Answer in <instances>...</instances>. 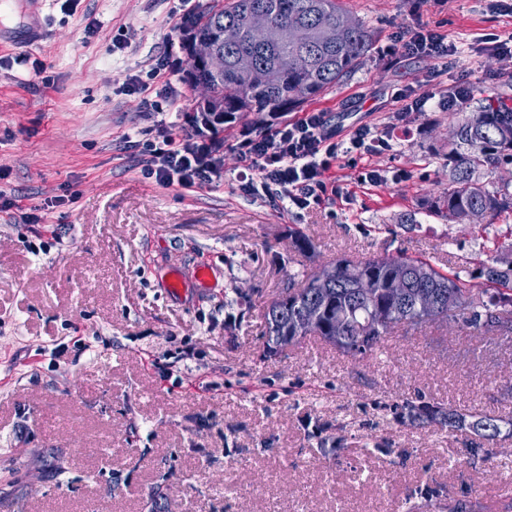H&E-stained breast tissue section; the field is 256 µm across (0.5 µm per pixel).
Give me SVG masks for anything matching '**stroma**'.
Here are the masks:
<instances>
[{
	"instance_id": "1",
	"label": "stroma",
	"mask_w": 512,
	"mask_h": 512,
	"mask_svg": "<svg viewBox=\"0 0 512 512\" xmlns=\"http://www.w3.org/2000/svg\"><path fill=\"white\" fill-rule=\"evenodd\" d=\"M206 2L46 0V35L26 48L8 38L25 0L0 20V191L45 217L0 211V512H500L512 434L418 426L395 406L419 395L512 419V345L441 323L397 328L367 355L315 336L271 352L264 312L290 276L343 255L402 250L452 273L512 231V208L488 227L434 209L449 121L512 104V71L483 79L497 69L484 36L512 34V0H338L372 48L303 108L344 134L371 126L393 148L338 159L336 192L288 211L240 178L237 144L268 113L220 132L217 186L164 187L138 168L141 144L192 128L181 25ZM420 27L458 49L437 79L473 85L458 110L438 95L398 112V91L436 63L380 51ZM160 58L157 88L178 91L164 112L126 89ZM366 167L390 177L362 182ZM70 193L76 203L58 204ZM296 230L313 257L290 250ZM201 264L207 283L191 279L180 298L163 288L168 270L191 278Z\"/></svg>"
}]
</instances>
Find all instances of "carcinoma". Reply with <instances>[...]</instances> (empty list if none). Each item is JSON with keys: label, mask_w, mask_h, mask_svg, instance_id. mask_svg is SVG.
I'll return each mask as SVG.
<instances>
[{"label": "carcinoma", "mask_w": 512, "mask_h": 512, "mask_svg": "<svg viewBox=\"0 0 512 512\" xmlns=\"http://www.w3.org/2000/svg\"><path fill=\"white\" fill-rule=\"evenodd\" d=\"M262 9L283 30L300 23L301 42L289 36L270 45L252 42L247 19ZM336 26V43L321 41L323 26ZM188 39H211L224 50V77L199 68L186 82L205 81L224 93V111L202 112L216 135L224 124L247 112L274 116L296 107L335 87L367 57L372 35L337 0H216L189 13L182 23ZM306 51L312 66L300 71L292 66L293 56ZM240 54L254 59L251 70L239 73L234 60ZM512 111L506 106L471 112L448 130V189L436 209L445 210L448 222L481 224L512 207V195L502 188L489 191L475 181L474 173H511ZM291 248L307 255L314 251L310 238L300 231L290 235ZM485 259L474 272L443 274L430 263L404 253L368 260L340 257L327 262L302 286L288 281L281 297L267 307V346L283 349L307 336H318L347 355L365 354L379 347L397 326L419 328L426 324L452 322L473 329L490 340L512 341V234L494 241L483 251ZM336 267V280L320 283L319 272ZM497 284L493 294L475 289L471 280ZM314 307L319 321L300 330L296 317ZM399 416L411 422L438 423L452 430L468 429L484 438L483 425L500 430L497 420L461 408L445 407L417 397L398 406Z\"/></svg>", "instance_id": "cac0c4a2"}]
</instances>
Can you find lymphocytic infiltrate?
<instances>
[{
	"label": "lymphocytic infiltrate",
	"mask_w": 512,
	"mask_h": 512,
	"mask_svg": "<svg viewBox=\"0 0 512 512\" xmlns=\"http://www.w3.org/2000/svg\"><path fill=\"white\" fill-rule=\"evenodd\" d=\"M389 51L444 64L456 48L436 30L421 29L400 37ZM378 140L366 125L357 127L348 140H336L325 113L312 111L242 140L237 155L243 173H259L266 196L304 209L326 191L323 175L336 160L360 155ZM138 163L146 178L187 191L212 184L224 166L220 147L202 123L178 137L163 134L160 142L148 144L139 154Z\"/></svg>",
	"instance_id": "obj_1"
}]
</instances>
